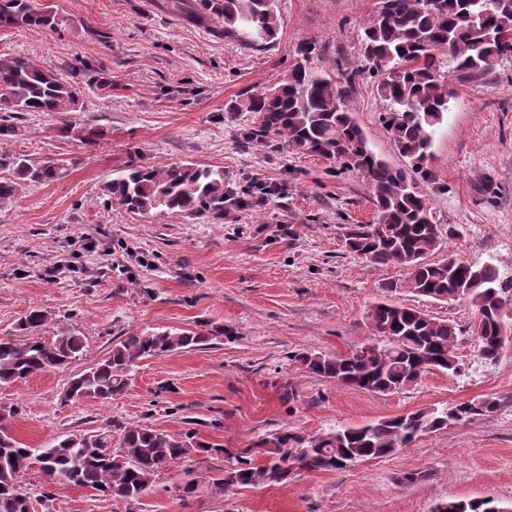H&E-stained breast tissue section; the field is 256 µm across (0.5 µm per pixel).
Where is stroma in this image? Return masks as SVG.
Listing matches in <instances>:
<instances>
[{"label":"stroma","mask_w":512,"mask_h":512,"mask_svg":"<svg viewBox=\"0 0 512 512\" xmlns=\"http://www.w3.org/2000/svg\"><path fill=\"white\" fill-rule=\"evenodd\" d=\"M42 2L55 12L57 31L1 30L0 55L30 57L76 84L71 120L104 136L87 146L61 138L57 119L29 114L9 144L34 162L64 159L66 171L22 185L0 208V336L15 335L19 318L37 305L52 317L42 338L68 328L86 338L81 361L0 388L22 443L46 448L67 433L147 425L243 448L288 426L314 435L481 397L499 409L391 457L299 472L280 486L185 500L179 486L205 472L192 460L162 471L136 505L48 483L36 470L26 477L31 494L49 489L53 512H433L451 498L512 501V346L498 362L481 364L471 336L462 335L464 375L434 371L388 395L303 369L299 354L347 355L372 341L365 315L374 302L413 306L464 328L475 309L466 300L416 296L402 287L403 268L348 253L345 226L374 216L363 175L247 144V118L227 110L283 77L301 43L316 44L326 69L353 62L378 0H277L278 32L267 43L224 37L221 23L199 26L163 0ZM101 78L111 91L99 90ZM453 88L420 186L436 222L454 231L447 248L510 280L512 57L482 77H454ZM352 106L373 150L406 166L381 120L374 79L359 81ZM132 161L222 170L223 223L107 206L104 184ZM256 180L276 194H247ZM62 262L70 272L52 276ZM214 325L223 326V340L144 360L112 403L62 399L70 379L129 332ZM287 384L294 398L285 396Z\"/></svg>","instance_id":"obj_1"}]
</instances>
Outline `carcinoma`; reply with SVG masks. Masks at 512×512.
I'll return each instance as SVG.
<instances>
[{
    "label": "carcinoma",
    "mask_w": 512,
    "mask_h": 512,
    "mask_svg": "<svg viewBox=\"0 0 512 512\" xmlns=\"http://www.w3.org/2000/svg\"><path fill=\"white\" fill-rule=\"evenodd\" d=\"M194 22L224 23V37L249 34L270 40L277 34L276 0H169ZM56 14L35 0H0V29L38 27L54 31ZM357 65L336 64L330 72L315 64L317 48L300 44L288 74L269 87L229 104L228 111L251 115L250 143L276 153L315 156L357 171L369 187L373 222L346 228V251L364 255L378 266H400L407 279L400 287L440 302L470 299L482 314L478 356L496 361L504 350L503 326L512 320V280H503L490 264L467 269L461 257L443 250L441 225L433 218L418 179L427 178L432 128L453 97V74L477 78L498 60L512 57V0H379L364 21ZM375 79L386 103L383 123L409 167L391 165L375 153L354 117L351 99L359 80ZM10 102L0 118V208L11 203L25 182L44 184L62 175L57 159L33 162L8 149L19 136L10 113L60 116L58 132L87 145L100 132L77 127L66 117L77 111L80 89L34 60L0 55V99ZM107 204L122 211L158 216L184 213L194 218L224 219V171L196 164L128 163L103 187ZM383 343L362 345L346 356L306 353L300 361L321 378L344 387L390 394L416 385L430 368L459 376L461 329L423 310L380 301L366 314ZM50 322L49 313L30 307L20 318L21 336H0V386L81 360L85 337L61 330L50 341L32 332ZM224 338V327L205 333L136 330L115 344L107 356L69 381L66 402L109 403L123 395L131 374L145 359L199 347ZM495 399L485 397L438 409L385 417L347 429L305 436L294 427L254 441L246 448H226L191 431L169 434L146 425L121 428L114 457L101 452L112 445L106 427L61 436L49 448H29L11 434L14 410L0 405V512H27L31 493L24 476L37 469L50 481L66 483L96 497L138 504L159 473L202 455L219 461L212 475L187 481L182 498L246 488L282 485L298 471L345 469L365 459H382L411 448L424 435L492 416ZM435 512H512L492 499H452Z\"/></svg>",
    "instance_id": "cac0c4a2"
}]
</instances>
